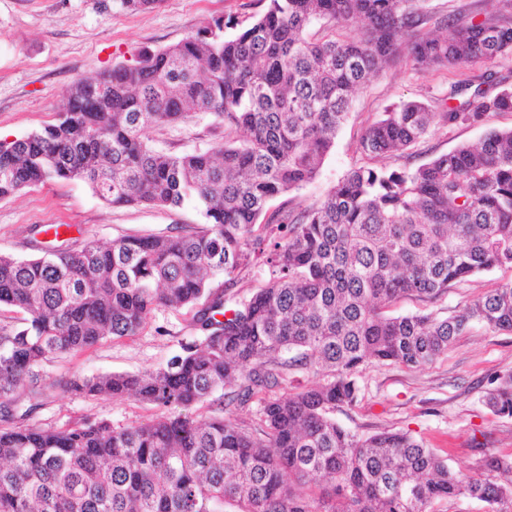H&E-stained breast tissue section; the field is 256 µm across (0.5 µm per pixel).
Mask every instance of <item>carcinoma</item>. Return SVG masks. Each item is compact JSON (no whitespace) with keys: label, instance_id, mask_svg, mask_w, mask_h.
<instances>
[{"label":"carcinoma","instance_id":"cac0c4a2","mask_svg":"<svg viewBox=\"0 0 512 512\" xmlns=\"http://www.w3.org/2000/svg\"><path fill=\"white\" fill-rule=\"evenodd\" d=\"M264 2L248 25L214 18L132 65L75 80L55 123L0 141V199L82 180L115 207L193 202L204 220L75 252L0 254V306L24 314L0 334V512H441L461 497L503 512L512 502V479L498 481L512 458L482 459L475 478L406 432L360 438L332 417L358 401L365 364H430L475 322L512 332V281L451 317L390 314L404 297L434 304L474 276L512 270V128L416 168L372 165L437 127L512 112V86L490 72L453 83L442 112L393 106L360 139L368 163L322 201L266 210L316 179L353 94L394 60L461 71L511 57L512 0L482 21L444 18L448 35L424 28L419 0ZM195 112L224 124V145L169 154L147 144L150 128ZM261 230L273 235L269 279L228 308L213 277L234 287L230 275L262 250ZM159 305L195 309L204 333L165 367L39 376L63 354L136 335ZM296 371L321 382L277 395ZM59 388L167 412L124 428L28 423ZM257 395L254 423L224 416ZM205 403L214 415H189ZM487 405L512 418V374Z\"/></svg>","mask_w":512,"mask_h":512}]
</instances>
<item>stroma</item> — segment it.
<instances>
[{
    "instance_id": "obj_1",
    "label": "stroma",
    "mask_w": 512,
    "mask_h": 512,
    "mask_svg": "<svg viewBox=\"0 0 512 512\" xmlns=\"http://www.w3.org/2000/svg\"><path fill=\"white\" fill-rule=\"evenodd\" d=\"M497 9L493 0H425L429 24L449 15L484 19ZM262 0H164L150 12L125 10L120 0H0V139L14 140L47 124L66 100L72 82L95 71L133 63L138 50L160 49L181 41L211 20L224 16L249 23L262 12ZM478 64L459 72L418 68L406 59L391 63L353 96L347 123L320 175L302 188L274 199L271 209H301L323 199L351 169L364 165L358 143L366 128L391 105L419 100L432 111L445 107L450 83L479 81ZM512 127V112L491 114L484 125L433 130L393 166L416 167L462 143L479 140L485 130ZM156 150L182 154L209 150L224 142L220 120L197 113L184 121L147 132ZM51 224L72 225V233L54 238ZM193 205L179 208L115 207L95 196L81 181H59L25 189L0 200V254L18 258L43 255L57 247L80 250L84 242H112L126 235H163L200 228ZM512 281V271L484 273L432 304L441 316L457 314L485 289ZM190 308H154L141 331L107 339L76 355L44 364L50 378H83L106 373L156 370L196 340ZM512 373V333L475 325L457 336L447 353L432 364L409 368L398 363H369L356 376V405L334 411L336 421L367 437L380 431H404L438 449L456 470L476 473L489 455L512 456V418L495 416L486 403L494 379ZM159 407L128 397H92L59 390L33 416L34 424L65 427L85 418L116 427L153 420Z\"/></svg>"
}]
</instances>
